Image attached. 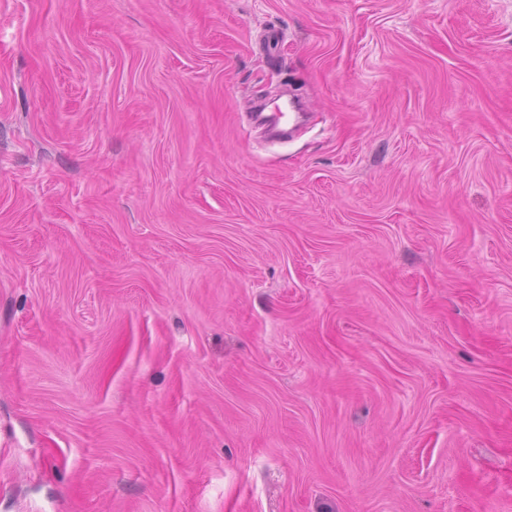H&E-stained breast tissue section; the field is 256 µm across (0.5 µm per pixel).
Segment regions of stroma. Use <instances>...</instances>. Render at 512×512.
I'll use <instances>...</instances> for the list:
<instances>
[{
	"label": "stroma",
	"mask_w": 512,
	"mask_h": 512,
	"mask_svg": "<svg viewBox=\"0 0 512 512\" xmlns=\"http://www.w3.org/2000/svg\"><path fill=\"white\" fill-rule=\"evenodd\" d=\"M0 512H512V0H0Z\"/></svg>",
	"instance_id": "35a3bbf8"
}]
</instances>
